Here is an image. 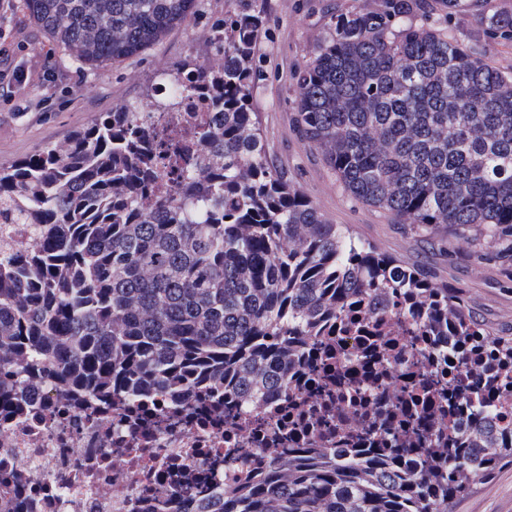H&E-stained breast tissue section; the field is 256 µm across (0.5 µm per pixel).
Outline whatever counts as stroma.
<instances>
[{"instance_id": "obj_1", "label": "stroma", "mask_w": 512, "mask_h": 512, "mask_svg": "<svg viewBox=\"0 0 512 512\" xmlns=\"http://www.w3.org/2000/svg\"><path fill=\"white\" fill-rule=\"evenodd\" d=\"M256 7L266 23L255 49L252 94L270 168L312 200L327 223L415 268L433 284L460 289L468 311L486 329L512 339V261L497 258L478 234L402 224L390 212L355 199L295 129L300 77L337 15L378 12L385 0H256ZM233 9V0H197L188 23L146 51L103 68L70 59L23 6L0 12V165L63 143L119 104H146L147 88L163 70L187 60L220 64L224 17ZM420 12L447 17L450 38L465 46L480 44L488 64L512 71V42L486 37L473 9L452 14L445 0H425ZM453 512H512V464L478 483Z\"/></svg>"}]
</instances>
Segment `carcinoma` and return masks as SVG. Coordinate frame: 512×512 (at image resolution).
Returning a JSON list of instances; mask_svg holds the SVG:
<instances>
[{"label":"carcinoma","instance_id":"cac0c4a2","mask_svg":"<svg viewBox=\"0 0 512 512\" xmlns=\"http://www.w3.org/2000/svg\"><path fill=\"white\" fill-rule=\"evenodd\" d=\"M196 0H23L45 34L92 67L138 55L186 24ZM387 0L335 28L304 71L297 127L358 200L404 224L478 232L512 260V73ZM490 38L512 14L482 11ZM262 28L245 5L224 18V61L160 75V112L206 111L147 136L151 113L103 112L65 143L0 166V420L58 407L135 424L201 410L219 427L230 403L260 418L277 391L290 427L260 466L218 491L182 480L173 512H451L512 462L497 403L512 395V340L438 287L325 222L265 160L251 103ZM398 306L421 343V394L383 415L348 411L326 369L354 314ZM369 347L397 344L369 333ZM448 416L465 421L443 435ZM338 427L342 448H286Z\"/></svg>","mask_w":512,"mask_h":512}]
</instances>
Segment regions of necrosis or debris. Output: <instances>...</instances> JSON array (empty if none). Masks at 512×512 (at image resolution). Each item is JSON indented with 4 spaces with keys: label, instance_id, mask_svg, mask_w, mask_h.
<instances>
[{
    "label": "necrosis or debris",
    "instance_id": "obj_1",
    "mask_svg": "<svg viewBox=\"0 0 512 512\" xmlns=\"http://www.w3.org/2000/svg\"><path fill=\"white\" fill-rule=\"evenodd\" d=\"M357 352L356 337H347L335 364L354 397L377 407L410 394V345L387 353V377L378 386L369 385L368 368L354 359ZM264 445L187 411L143 427L126 425L115 413L97 418L76 411L46 416L36 425L13 422L0 438V473L31 484L41 497L39 512H159V504L174 501L170 482L156 477L166 463L190 464L214 487L221 483L222 464L257 456ZM216 458L217 469L211 466Z\"/></svg>",
    "mask_w": 512,
    "mask_h": 512
}]
</instances>
